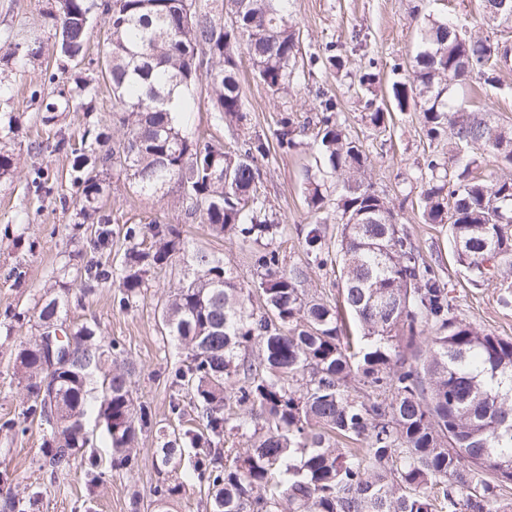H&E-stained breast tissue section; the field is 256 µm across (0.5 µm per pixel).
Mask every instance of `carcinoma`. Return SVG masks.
<instances>
[{"label": "carcinoma", "mask_w": 512, "mask_h": 512, "mask_svg": "<svg viewBox=\"0 0 512 512\" xmlns=\"http://www.w3.org/2000/svg\"><path fill=\"white\" fill-rule=\"evenodd\" d=\"M196 4L201 16L187 14ZM289 0H61L46 14L59 68L86 43L85 17L101 7L110 38L106 76L112 91V140L92 125L80 141L58 134L53 150L71 155L70 199L83 222L108 240L111 218L101 213V175L126 173L144 194L165 189L182 205L187 224H204L215 237H271L277 224L256 197L258 158L269 142L248 137L238 152L183 128L185 110L206 91L217 119L237 125L246 96L241 54L252 75L273 95L288 92L299 35ZM33 35L12 57H38ZM512 61L505 43L473 40L443 20L420 26L413 76L392 85L400 111L418 108L427 136L450 135L448 158L431 157L420 173L423 217L449 226L455 261L476 287L499 290L512 303V177L483 178L469 146L496 151L512 165V128L491 126L460 108L453 95L470 74L485 75ZM98 86L84 81L59 90L45 105L52 113L93 111ZM319 150L329 173L342 179L336 203V243L316 219L305 238L309 261H342V303L357 321L349 333L339 313L307 298V275L283 266L277 250L255 259L260 312L224 261L190 250L177 225L152 220L125 230L120 266L89 260L85 288H115L118 305L133 307L151 273L188 259L186 276L162 308V339L184 351L171 382L169 413L192 424L171 434L158 430L162 457L153 488L155 512H164L189 482L207 487L209 512H512L503 491L512 484V340L466 321L447 283L425 259L390 202L366 179L367 156L336 121L337 101L325 93ZM295 121H279L275 138L295 149ZM40 197L53 192L38 169L31 180ZM311 208L325 196L317 175L307 177ZM148 249L140 248L145 238ZM65 304L48 298L40 327H55L69 348L55 364L37 337L14 349V373L30 404L24 434L37 423L44 452L37 464L66 473L86 445L93 418L112 449L113 466L136 464L138 433L155 426L151 408L135 404L132 372L120 342L86 322L69 332L59 325ZM234 437L246 449L227 448ZM193 461L179 480L169 470L185 449ZM230 459L227 464L222 458Z\"/></svg>", "instance_id": "1"}]
</instances>
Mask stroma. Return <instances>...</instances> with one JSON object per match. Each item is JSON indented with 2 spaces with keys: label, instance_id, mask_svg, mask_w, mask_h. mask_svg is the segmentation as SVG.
I'll list each match as a JSON object with an SVG mask.
<instances>
[{
  "label": "stroma",
  "instance_id": "stroma-1",
  "mask_svg": "<svg viewBox=\"0 0 512 512\" xmlns=\"http://www.w3.org/2000/svg\"><path fill=\"white\" fill-rule=\"evenodd\" d=\"M57 6L58 0H0V124H12L15 129L10 137L0 139V148L14 157L12 172L0 176V422L19 417L28 402L24 384L13 375L17 338L35 333L39 306L56 296L66 305L67 325L76 327L93 320L105 335L124 344L135 370V401L151 407L158 425H172L170 373L183 353L161 338V306L182 278L185 262H174L153 276L144 299L127 311L114 304V289L85 293L83 281L64 272L65 267L83 266L92 257L107 266L117 265L127 248V225H145L154 219L185 225L191 249L222 258L246 285L253 281L256 252L277 249L285 267H306L309 294L335 305L340 263L324 268L310 265L303 250L304 238L315 221L305 199L303 174L316 167L319 126L315 105L320 91L336 98L339 122L361 141L368 157L369 183L395 207L415 244L447 282L461 314L494 335L512 337V304L502 305L494 289L473 287L451 253L447 225L428 224L422 218L420 171L428 156L447 153V140H429L422 114L414 109L392 112L384 127H374L365 117L366 98L358 85L361 74L378 73L375 103L383 105L392 81L410 76L419 44L416 24L427 17L452 18L475 39L512 41V28L474 23L478 0H290L291 19L300 40L296 77L288 93L271 95L258 80L247 79L243 124L216 123L207 97L201 96L196 100L192 127L193 132L219 139L233 149L246 136L273 138L282 116L295 118L301 129L299 147L286 153L270 152L259 163V192L278 226L276 235L248 242L215 239L203 225L184 224L181 209L171 198L138 194L125 174L113 171L105 179L101 199L112 217V235L102 246L95 245L89 230H75L74 212L62 208L58 195L39 198L28 189L34 168L53 175L58 187L67 186L70 169L65 154L31 150L32 142L46 141L58 132L78 136L89 120L107 128L112 125L108 91L99 96L91 116L63 112L53 123L42 121L44 101L53 95L54 85L46 84L44 77L54 38L41 21L44 12ZM37 26L42 29L46 52L21 62H4L9 42ZM107 38L103 20H95L88 31L85 62L59 72L57 83L68 85L94 75V62L105 52ZM332 53L343 59L342 70L325 68L324 60ZM497 76L491 85L470 78L468 86L456 88L454 94L479 118L512 127V66L498 70ZM39 87L44 100H31V91ZM43 441L42 430L34 424L22 435L0 430V491L18 495L24 512H132L135 499L141 506L149 505L157 479L155 464L161 455L156 432L140 433L132 469L113 467L110 448L96 442L77 456L67 474L55 479L35 463Z\"/></svg>",
  "mask_w": 512,
  "mask_h": 512
}]
</instances>
